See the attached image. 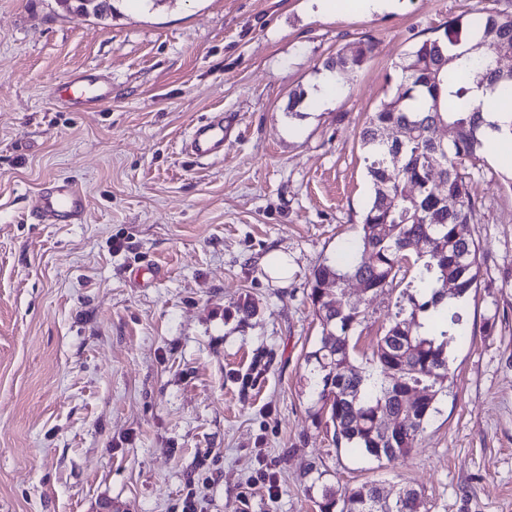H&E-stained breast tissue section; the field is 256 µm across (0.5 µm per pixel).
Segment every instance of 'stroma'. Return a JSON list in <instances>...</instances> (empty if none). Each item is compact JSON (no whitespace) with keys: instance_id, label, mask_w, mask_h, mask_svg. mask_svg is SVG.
Returning a JSON list of instances; mask_svg holds the SVG:
<instances>
[{"instance_id":"1","label":"stroma","mask_w":512,"mask_h":512,"mask_svg":"<svg viewBox=\"0 0 512 512\" xmlns=\"http://www.w3.org/2000/svg\"><path fill=\"white\" fill-rule=\"evenodd\" d=\"M405 0L339 18L310 0H114L111 18L0 0V512H319L322 485L420 489L428 512H512V165L472 171L465 236L481 250L466 339L418 448L382 465L335 446L309 407L320 334L309 278L357 235L371 196L359 132L414 44L478 6ZM373 51L321 111L290 112L337 51ZM112 98L54 104L76 71ZM230 120L224 156L181 150ZM87 194L80 224L32 219L50 179ZM288 274L273 276V253ZM415 269L367 302L354 368ZM257 308L240 322L235 307ZM275 472L277 494L253 484ZM321 472L313 482L309 469Z\"/></svg>"}]
</instances>
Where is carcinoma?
I'll return each instance as SVG.
<instances>
[{
  "mask_svg": "<svg viewBox=\"0 0 512 512\" xmlns=\"http://www.w3.org/2000/svg\"><path fill=\"white\" fill-rule=\"evenodd\" d=\"M68 13L106 19L110 0H58ZM462 22L448 21L444 33L419 42L397 63L401 82L393 98L371 113L360 131L373 193L356 238L341 262L326 261L314 269L309 299L321 335L307 353L309 400L313 416L326 418L333 441L380 463L405 460L416 448L424 425L436 412L435 401L448 380V337L468 336L462 315H445V329L434 336L420 332L419 315L477 287L480 250L457 228L471 222L476 201L465 163L483 161L492 133L512 138V121L487 119L482 105L470 100L471 85L498 91L512 99V72L497 68V58L512 55V13L483 9L470 29L473 55L453 52ZM372 52L367 41L354 53L343 51L324 69L338 78L363 67ZM392 126L409 137L395 144L383 138ZM443 126L456 130L453 141L439 137ZM415 255L417 286L399 306L373 346L372 372H346L353 361V333L366 319V307L343 298L347 280L357 278L366 292L390 287L402 262ZM421 400L400 410L397 396L407 388ZM387 410L402 413L400 428L383 430ZM395 503L382 499L381 488L368 482L339 492L322 486L320 512H424L422 493L404 487Z\"/></svg>",
  "mask_w": 512,
  "mask_h": 512,
  "instance_id": "obj_1",
  "label": "carcinoma"
}]
</instances>
